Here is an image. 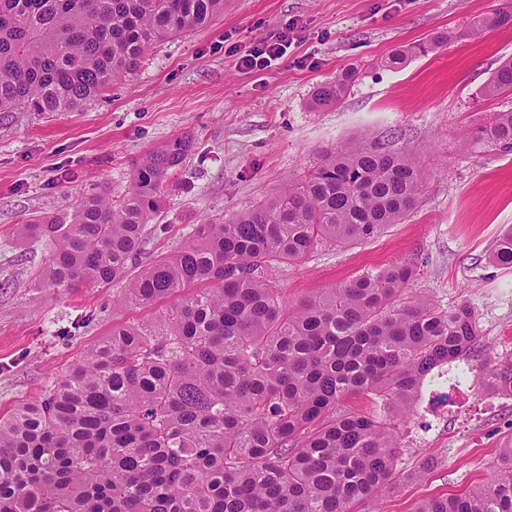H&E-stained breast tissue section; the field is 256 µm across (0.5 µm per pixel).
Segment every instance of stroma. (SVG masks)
Returning a JSON list of instances; mask_svg holds the SVG:
<instances>
[{
  "label": "stroma",
  "instance_id": "1",
  "mask_svg": "<svg viewBox=\"0 0 512 512\" xmlns=\"http://www.w3.org/2000/svg\"><path fill=\"white\" fill-rule=\"evenodd\" d=\"M506 0H224L202 30L151 49L139 71L75 112L0 116V418L32 402L104 340L113 324H155L177 304L124 300L125 284L43 287L52 246L20 225L61 214L82 198L124 194L132 160L175 138L194 147L174 171L147 227L145 258L178 249L197 225L247 209L284 180H297L321 150L348 142L409 151L424 173L416 209L378 238L322 246L272 279L290 305L366 271L409 260L417 274L405 298L476 313L483 349L469 370L512 359V267L488 256L512 227V155L473 141L476 128L512 111V94L482 89L512 58V25L469 31L471 18ZM295 21L284 57L262 71L236 65L261 38ZM444 30L459 36L397 67L398 50ZM358 80L335 107L312 109L316 85L346 68ZM422 399L400 420L395 489L356 512H414L430 496L488 482L497 452L512 443V395L492 399L485 381L424 432ZM438 466L419 480V460Z\"/></svg>",
  "mask_w": 512,
  "mask_h": 512
}]
</instances>
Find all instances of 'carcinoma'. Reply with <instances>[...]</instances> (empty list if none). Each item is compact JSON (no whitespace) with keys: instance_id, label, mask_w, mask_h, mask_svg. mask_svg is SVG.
Returning <instances> with one entry per match:
<instances>
[{"instance_id":"1","label":"carcinoma","mask_w":512,"mask_h":512,"mask_svg":"<svg viewBox=\"0 0 512 512\" xmlns=\"http://www.w3.org/2000/svg\"><path fill=\"white\" fill-rule=\"evenodd\" d=\"M223 12L224 0H0V113L75 112L135 74L155 45ZM509 25L511 5L474 21ZM455 38L440 32L411 52ZM357 76L348 68L318 84L312 107L340 103ZM485 90L512 93V59ZM478 139L511 155L512 112ZM192 147L181 136L137 159L118 199L103 191L21 225L52 244L46 288L124 280L140 305L195 292L154 328L112 325L45 394L0 418V512H350L395 483L398 443L391 424L345 401L367 396L403 417L434 367L479 351L470 307L401 301L416 275L408 260L296 306L270 281L275 264L400 223L423 178L404 151L332 147L307 176L140 264L146 226ZM491 258L512 267V228ZM478 378L512 393V362ZM415 512H512V444L489 482Z\"/></svg>"}]
</instances>
